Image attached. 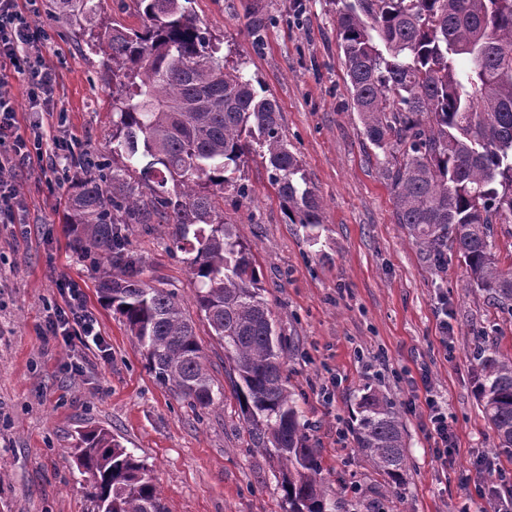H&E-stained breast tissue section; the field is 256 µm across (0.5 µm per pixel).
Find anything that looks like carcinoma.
Listing matches in <instances>:
<instances>
[{
  "label": "carcinoma",
  "mask_w": 512,
  "mask_h": 512,
  "mask_svg": "<svg viewBox=\"0 0 512 512\" xmlns=\"http://www.w3.org/2000/svg\"><path fill=\"white\" fill-rule=\"evenodd\" d=\"M190 0H135L136 28L96 29L92 0H55L112 63V164L72 185L65 223L79 254L110 266L101 292L156 380L191 407L224 400L177 295L142 279L122 224H171L194 279V299L224 347V374L251 445L279 465L283 512H333L285 375L290 347L264 296L251 248L224 222V189L243 199L241 167L267 161L288 223L315 241L323 205L281 134V107L221 56ZM341 64L364 135L385 157L382 176L419 251L437 270L448 250L470 286L505 306L512 268L496 224L512 223V0H335ZM477 396L497 439L512 448V355L474 352ZM358 450L398 493L407 433L391 403L362 389L353 412ZM75 462L97 512H167L146 464L104 428L78 434Z\"/></svg>",
  "instance_id": "carcinoma-1"
}]
</instances>
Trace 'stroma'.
I'll return each instance as SVG.
<instances>
[{"label": "stroma", "instance_id": "stroma-1", "mask_svg": "<svg viewBox=\"0 0 512 512\" xmlns=\"http://www.w3.org/2000/svg\"><path fill=\"white\" fill-rule=\"evenodd\" d=\"M53 0L29 11L50 35L43 56L57 73L54 109L28 111L26 82L9 72L6 91L19 131L41 122L43 158L15 176L22 200L0 223V512H94L72 454L77 430L103 427L144 460L169 512H283L278 466L251 447L232 395L191 409L147 370L121 318L102 301L106 262L76 254L64 223L84 158L112 154L111 63L89 52L69 23L50 17ZM229 64L258 80L281 106L283 136L323 201L317 242L286 223L259 155L242 179L250 201L224 192V219L252 249L265 298L291 339L288 387L318 448L336 512H512L508 480L480 475L495 442L475 392L476 328L496 321L495 339L512 354V312L467 287L459 258L438 272L394 219L381 175L384 155L364 136L340 65L332 0H191ZM262 20L263 38L248 29ZM70 142L54 159V137ZM126 247L143 261V279L172 289L196 324L216 387H226L224 350L194 300L184 252L168 224H131ZM76 284L98 325V347L46 330ZM428 373L448 414L456 450L433 454L425 407L409 380ZM370 386L393 402L408 434L411 468L401 496L358 450L350 410ZM495 488L470 494L468 484Z\"/></svg>", "mask_w": 512, "mask_h": 512}]
</instances>
